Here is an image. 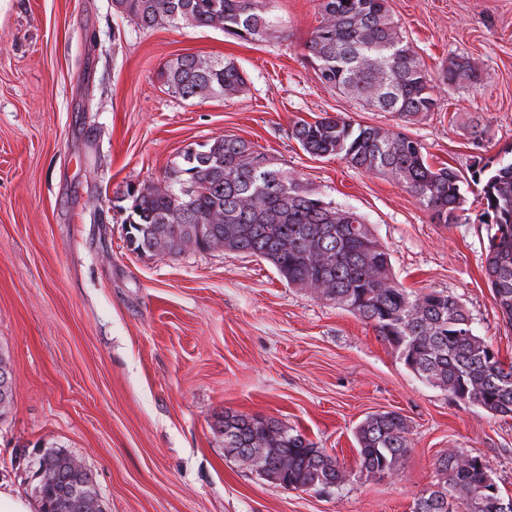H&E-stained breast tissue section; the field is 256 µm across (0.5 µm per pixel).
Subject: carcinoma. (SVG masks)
Listing matches in <instances>:
<instances>
[{
	"label": "carcinoma",
	"instance_id": "carcinoma-1",
	"mask_svg": "<svg viewBox=\"0 0 512 512\" xmlns=\"http://www.w3.org/2000/svg\"><path fill=\"white\" fill-rule=\"evenodd\" d=\"M143 28L164 24L215 28L261 42L276 19L265 0H114ZM319 26L306 44L322 83L412 123L435 110L432 79L412 44L392 20L387 0H318ZM183 99L229 97L246 90L230 61L183 55L160 73ZM442 80L477 92L481 79L465 57L448 59ZM291 136L317 157H339L384 175L409 192L435 224H454L464 203L463 177L451 165L435 168L422 145L401 132L355 123L341 115L299 119ZM481 186V223L487 226L485 277L503 320L512 327V160H479L470 168ZM128 242L133 251L177 255L191 246L224 249L268 261L288 286L304 288L375 328L419 378L492 415L512 416V363L505 364L476 334L461 302L445 291H409L395 279L390 255L371 225L305 188L274 159L231 136L204 150L188 149L160 183L127 188ZM224 452L264 479L290 490L333 488L349 480L338 460L278 421L227 412L218 421ZM360 471L399 473L408 452V426L396 412L367 416L355 430ZM48 469L67 485H93L73 457L50 453ZM437 482L416 499L413 512H512L501 490H491L490 465L450 450L435 463ZM43 493L56 512H102L83 507L61 485Z\"/></svg>",
	"mask_w": 512,
	"mask_h": 512
}]
</instances>
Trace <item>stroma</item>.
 Wrapping results in <instances>:
<instances>
[{"mask_svg": "<svg viewBox=\"0 0 512 512\" xmlns=\"http://www.w3.org/2000/svg\"><path fill=\"white\" fill-rule=\"evenodd\" d=\"M262 42L214 28H143L113 0H0V357L13 400L0 418V490L35 500L51 452L80 459L104 512H412L454 449L489 463L512 496V417L414 376L373 326L282 282L262 258L221 249L133 252L126 188L184 150L237 136L309 189L372 224L396 279L453 294L512 361L485 278L476 187L456 223L387 177L314 157L296 119L342 114L418 140L434 167L468 172L512 151V0H388L432 76L438 106L415 123L323 85L305 49L317 0H270ZM198 54L235 63L244 94L183 99L158 73ZM463 56L479 94L439 76ZM260 414L351 471L325 490H286L224 453L215 418ZM395 411L408 425L398 476L359 472L353 431Z\"/></svg>", "mask_w": 512, "mask_h": 512, "instance_id": "stroma-1", "label": "stroma"}]
</instances>
